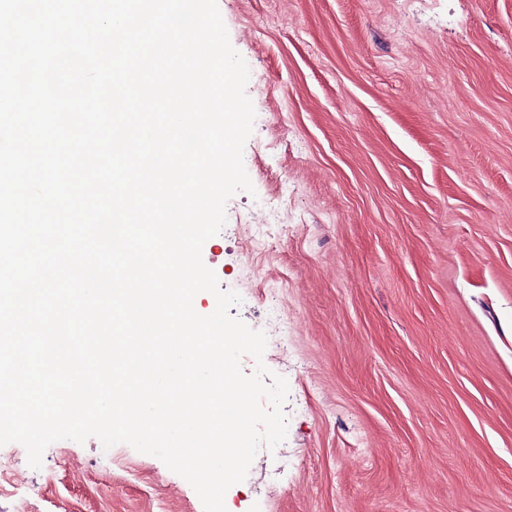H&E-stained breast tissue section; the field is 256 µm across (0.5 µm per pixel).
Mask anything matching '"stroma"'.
Masks as SVG:
<instances>
[{"instance_id":"stroma-1","label":"stroma","mask_w":512,"mask_h":512,"mask_svg":"<svg viewBox=\"0 0 512 512\" xmlns=\"http://www.w3.org/2000/svg\"><path fill=\"white\" fill-rule=\"evenodd\" d=\"M254 186L202 248L289 395L227 512H512V0H219ZM287 204L247 242L267 198ZM277 288L270 297L269 288ZM68 448L60 458V448ZM0 512H204L160 459L52 443Z\"/></svg>"}]
</instances>
